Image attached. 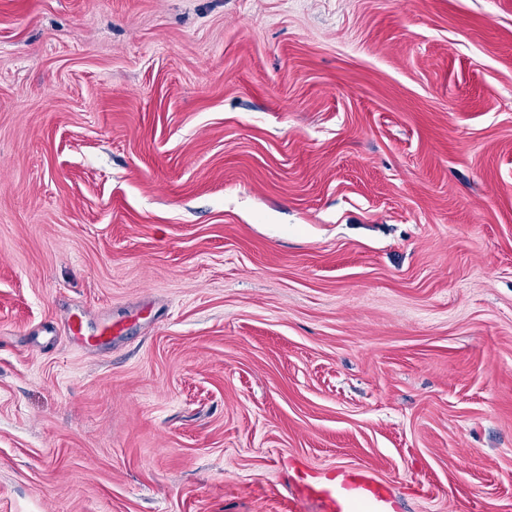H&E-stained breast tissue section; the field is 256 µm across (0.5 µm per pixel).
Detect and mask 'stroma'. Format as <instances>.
<instances>
[{
    "instance_id": "obj_1",
    "label": "stroma",
    "mask_w": 512,
    "mask_h": 512,
    "mask_svg": "<svg viewBox=\"0 0 512 512\" xmlns=\"http://www.w3.org/2000/svg\"><path fill=\"white\" fill-rule=\"evenodd\" d=\"M289 461L512 512V0H0V512ZM83 327L84 317L77 316L71 325L70 331L73 337L84 338L86 342L91 346H98L111 342L112 336H115L118 331V326L110 323L105 325L101 329L100 334L98 336H88L87 338H85V336H83Z\"/></svg>"
}]
</instances>
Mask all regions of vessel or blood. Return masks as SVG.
I'll use <instances>...</instances> for the list:
<instances>
[{
  "mask_svg": "<svg viewBox=\"0 0 512 512\" xmlns=\"http://www.w3.org/2000/svg\"><path fill=\"white\" fill-rule=\"evenodd\" d=\"M292 487L297 499L316 502L320 512H351L357 504L367 505L370 512H395L391 488L365 470L301 472Z\"/></svg>",
  "mask_w": 512,
  "mask_h": 512,
  "instance_id": "obj_1",
  "label": "vessel or blood"
}]
</instances>
